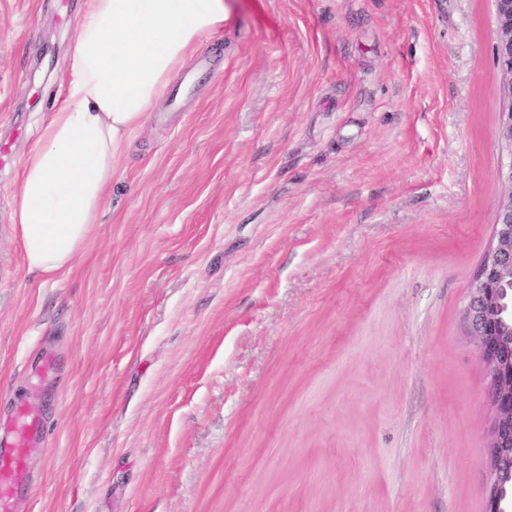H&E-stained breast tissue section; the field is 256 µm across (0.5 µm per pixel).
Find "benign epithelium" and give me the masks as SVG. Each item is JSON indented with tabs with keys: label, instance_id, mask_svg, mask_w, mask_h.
<instances>
[{
	"label": "benign epithelium",
	"instance_id": "1",
	"mask_svg": "<svg viewBox=\"0 0 512 512\" xmlns=\"http://www.w3.org/2000/svg\"><path fill=\"white\" fill-rule=\"evenodd\" d=\"M495 64L500 72L496 138L506 156L496 176L499 202L491 241L469 284L465 316L469 333L491 379L495 411L488 443L491 479L486 512H512V296L505 295V275L512 273V0H493Z\"/></svg>",
	"mask_w": 512,
	"mask_h": 512
}]
</instances>
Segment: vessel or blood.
<instances>
[{"instance_id": "b4317fda", "label": "vessel or blood", "mask_w": 512, "mask_h": 512, "mask_svg": "<svg viewBox=\"0 0 512 512\" xmlns=\"http://www.w3.org/2000/svg\"><path fill=\"white\" fill-rule=\"evenodd\" d=\"M40 431L39 420L23 404L0 430V512H16L18 491L28 481L27 452Z\"/></svg>"}]
</instances>
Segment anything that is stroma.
Here are the masks:
<instances>
[{
    "mask_svg": "<svg viewBox=\"0 0 512 512\" xmlns=\"http://www.w3.org/2000/svg\"><path fill=\"white\" fill-rule=\"evenodd\" d=\"M86 0H0V416L19 512H485L468 285L498 204L493 0H227L73 267L12 196ZM40 422L20 403L3 431L0 429V511L16 512L19 489L28 481V448L40 437Z\"/></svg>",
    "mask_w": 512,
    "mask_h": 512,
    "instance_id": "1",
    "label": "stroma"
}]
</instances>
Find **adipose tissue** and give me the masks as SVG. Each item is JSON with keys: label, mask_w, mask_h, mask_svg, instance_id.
Here are the masks:
<instances>
[{"label": "adipose tissue", "mask_w": 512, "mask_h": 512, "mask_svg": "<svg viewBox=\"0 0 512 512\" xmlns=\"http://www.w3.org/2000/svg\"><path fill=\"white\" fill-rule=\"evenodd\" d=\"M225 18V0H89L68 59L67 100L28 152L13 196L28 270L50 276L71 266L98 222L117 161Z\"/></svg>", "instance_id": "adipose-tissue-1"}]
</instances>
